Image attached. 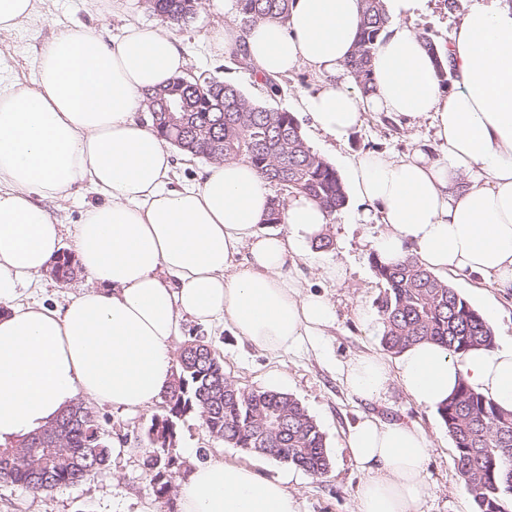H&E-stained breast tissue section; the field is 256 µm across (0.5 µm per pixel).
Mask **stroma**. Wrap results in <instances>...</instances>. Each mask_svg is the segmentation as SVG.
Masks as SVG:
<instances>
[{"label":"stroma","instance_id":"35a3bbf8","mask_svg":"<svg viewBox=\"0 0 512 512\" xmlns=\"http://www.w3.org/2000/svg\"><path fill=\"white\" fill-rule=\"evenodd\" d=\"M113 0H42L38 12L9 39L0 52V72L22 82L36 74L35 56L50 38L69 27L86 25L108 36L121 33L125 19L133 18L160 25L161 19L147 0H122L123 11L114 14ZM236 0H224L223 14L213 13L200 0L187 23L171 26V33L189 59L185 77L199 80L227 79L249 99L259 104L295 113L308 146L336 170H343L345 159L366 152L394 158L405 156L415 142L431 139L429 120H411L385 113H367L362 125L343 144L313 130L308 115L298 112L297 98L317 77L301 68L279 77L278 92L256 87L251 69L240 66L236 57L213 54L210 42L225 23H239ZM97 200L87 189L75 190L69 198L50 202L49 210L64 224L65 253H72L71 234L82 212ZM383 230L379 224H347L335 218L326 227L333 244L317 248L305 244L289 267L307 292L326 295L336 309V322L321 338L279 354L255 350L223 323L201 325L184 322L180 344L206 341L220 356L224 375L242 389L265 390L271 376L281 380L280 391L295 397L314 418L326 437L331 469L313 476L265 455L246 452L212 437L194 414L183 416L176 426L173 450L180 462L178 476H185L197 464L222 460L249 466L268 478L289 477L288 487L299 501L300 512H356V493L363 478L353 463L345 438L349 428L362 416L373 415L391 422L408 420L419 424L432 440L426 465L428 494L419 512H475L471 497L459 488L452 439L436 410L418 406L398 383H390L381 399H363L345 386L341 366L360 354L380 350L383 327L377 301L384 284L371 264V240ZM342 265L346 276L335 282L323 275L332 265ZM448 282L477 309L491 326L496 343L512 342V292H505L477 276L448 274ZM87 284L83 273H75L66 283L44 274L19 289L17 303H66L80 294ZM164 403H156L135 415H127L101 404L97 410L110 440L121 443L109 468L87 477L81 484L63 487L47 494L23 486L0 482V512H179L177 498L156 495L153 475L143 464L144 453L138 441L143 438L153 417L162 415Z\"/></svg>","mask_w":512,"mask_h":512}]
</instances>
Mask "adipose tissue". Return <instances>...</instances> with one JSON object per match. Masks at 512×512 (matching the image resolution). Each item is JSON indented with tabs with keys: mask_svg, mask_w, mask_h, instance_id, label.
I'll use <instances>...</instances> for the list:
<instances>
[{
	"mask_svg": "<svg viewBox=\"0 0 512 512\" xmlns=\"http://www.w3.org/2000/svg\"><path fill=\"white\" fill-rule=\"evenodd\" d=\"M429 0H384L389 18L373 59V91L350 83L347 62L360 0H292L282 22L225 25L214 47L245 51L258 79L305 67L319 77L298 96L312 126L345 143L368 112L427 118L431 143L394 159L364 153L346 176L350 224L377 223L371 249L386 263L417 255L434 273L477 275L512 288V0H466L447 44L429 54L410 21ZM453 76L443 87L436 60ZM188 66L168 32L126 22L112 40L93 30L55 35L31 83L0 79V445L49 425L76 397L125 412L170 387L183 321L223 320L261 352L324 335L330 301L304 292L288 263L331 221L314 201L290 197L287 232L263 229L270 191L247 162H213L197 183L173 187V154L140 122L146 91ZM89 185L101 204L73 232L89 285L63 306L14 304L17 288L50 269L63 224L47 202ZM349 391L374 398L398 382L424 407L459 380L512 410V343L452 356L439 344L404 349L396 364L375 352L346 361ZM364 473L357 512H418L432 446L415 424L361 418L346 437ZM180 512H299L279 479L210 462L177 484Z\"/></svg>",
	"mask_w": 512,
	"mask_h": 512,
	"instance_id": "adipose-tissue-1",
	"label": "adipose tissue"
}]
</instances>
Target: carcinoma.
I'll return each instance as SVG.
<instances>
[{"instance_id": "cac0c4a2", "label": "carcinoma", "mask_w": 512, "mask_h": 512, "mask_svg": "<svg viewBox=\"0 0 512 512\" xmlns=\"http://www.w3.org/2000/svg\"><path fill=\"white\" fill-rule=\"evenodd\" d=\"M162 21L182 24L193 18L198 0H150ZM290 0H237L244 26L284 21ZM361 29L348 60L350 74L363 94L372 91V59L389 18L383 0H361ZM146 111L159 133L181 151L211 161L243 160L287 195H303L329 214L344 208L345 185L336 169L306 143L295 116L250 101L231 83L205 84L179 77L146 94ZM376 276L385 284L378 303L383 325L381 345L399 354L409 345L431 341L450 354L462 355L495 344L492 328L448 281L407 255L388 265L374 255ZM59 282L74 274L72 257L62 254L51 266ZM207 345L186 344L179 371L165 393L166 413L154 417L146 433L145 464L154 471L156 494L171 489L176 459L172 449L156 443L172 432L176 420L195 413L206 431L236 448H260L275 461L311 475L331 467L326 439L302 404L288 393L245 391L224 378L219 358L199 352ZM455 445L459 480L472 498L475 512H512V410L459 383L438 408ZM278 421L270 426V419ZM112 442L94 407L76 401L49 426L20 444L0 448V480L33 492L74 486L108 467Z\"/></svg>"}]
</instances>
